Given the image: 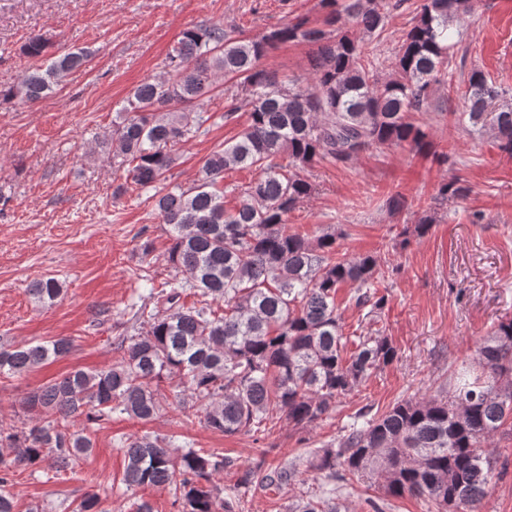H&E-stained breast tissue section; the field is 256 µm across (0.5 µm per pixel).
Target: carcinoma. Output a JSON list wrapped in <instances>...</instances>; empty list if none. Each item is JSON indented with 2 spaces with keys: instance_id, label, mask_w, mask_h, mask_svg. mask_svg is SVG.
I'll use <instances>...</instances> for the list:
<instances>
[{
  "instance_id": "1",
  "label": "carcinoma",
  "mask_w": 512,
  "mask_h": 512,
  "mask_svg": "<svg viewBox=\"0 0 512 512\" xmlns=\"http://www.w3.org/2000/svg\"><path fill=\"white\" fill-rule=\"evenodd\" d=\"M470 2L321 0L332 8L321 27L297 21L248 39H232L218 25L182 33L165 74L136 87L112 128L98 136L107 158L126 171L114 194L154 191L173 276L161 289L150 288L148 302L133 313L144 331L114 337L119 356L112 364L75 369L40 386L24 401L40 411L33 425L20 431L0 425V512H15L14 467L51 458L75 468L94 448L85 429H71L77 420L101 425L125 414L149 422L160 411L163 383L179 406L202 413L211 430L258 443L275 415L296 433L331 418L341 399L396 359L386 336L343 335L336 302L340 288L352 285L349 301L364 318L381 313L387 296L379 286L389 277L381 257L341 252L334 228L312 237L292 232L288 214L311 192L301 171L315 159L348 166L374 146L408 143L420 150L427 144L413 115L427 111L435 85L452 81L450 25ZM404 6L413 9V24L385 77L369 61L367 41ZM343 17L359 35L338 25ZM288 41L317 46L312 83L285 85L262 67L268 52ZM47 50L43 36L29 39L24 54L46 56L47 64L0 88L1 101L40 102L92 57L85 47ZM218 73L242 92L224 106V121L245 107L248 122L204 158L191 186L171 185L176 146L207 121L203 105ZM501 96L484 72L472 69L459 120L490 127L498 148L512 155V108L495 110ZM233 168L260 175L228 210L219 183ZM62 292L53 277L28 288L40 306ZM187 293L197 297L191 306L182 302ZM350 342L355 350L349 353ZM71 349L68 338L0 345V379L41 368ZM453 382L450 402L440 395L410 397L378 416L359 408L342 435L308 452L306 471L318 486L288 512H337L336 494L373 478L386 498L411 495L438 512H477L494 479L487 442L512 433V321L480 341L473 364L454 371ZM121 451L126 488H167L178 512H242L253 488L305 483L297 468H269L262 457L226 492L215 476L234 461L217 449L179 450L145 433L122 441Z\"/></svg>"
}]
</instances>
